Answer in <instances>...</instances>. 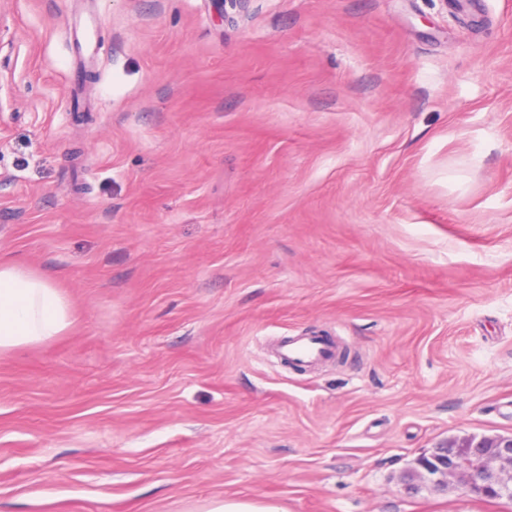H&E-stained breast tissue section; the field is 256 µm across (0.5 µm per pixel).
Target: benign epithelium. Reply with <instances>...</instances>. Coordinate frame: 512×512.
Here are the masks:
<instances>
[{"label":"benign epithelium","instance_id":"1","mask_svg":"<svg viewBox=\"0 0 512 512\" xmlns=\"http://www.w3.org/2000/svg\"><path fill=\"white\" fill-rule=\"evenodd\" d=\"M406 488L447 491L463 489L478 498L512 495V433L448 439L418 457L406 471Z\"/></svg>","mask_w":512,"mask_h":512}]
</instances>
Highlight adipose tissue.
Instances as JSON below:
<instances>
[{"label":"adipose tissue","mask_w":512,"mask_h":512,"mask_svg":"<svg viewBox=\"0 0 512 512\" xmlns=\"http://www.w3.org/2000/svg\"><path fill=\"white\" fill-rule=\"evenodd\" d=\"M69 324L68 307L49 277L0 264V353L47 342Z\"/></svg>","instance_id":"obj_1"}]
</instances>
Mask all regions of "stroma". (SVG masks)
Returning <instances> with one entry per match:
<instances>
[{"label":"stroma","instance_id":"obj_1","mask_svg":"<svg viewBox=\"0 0 512 512\" xmlns=\"http://www.w3.org/2000/svg\"><path fill=\"white\" fill-rule=\"evenodd\" d=\"M0 263V512H512L402 481L512 433V0H0ZM69 325L68 307L49 277L0 264V353L47 342ZM334 346L319 336L286 337L279 345L282 359L301 365L328 358L334 353ZM203 512H283L277 504L249 498L215 499L208 503Z\"/></svg>","mask_w":512,"mask_h":512}]
</instances>
